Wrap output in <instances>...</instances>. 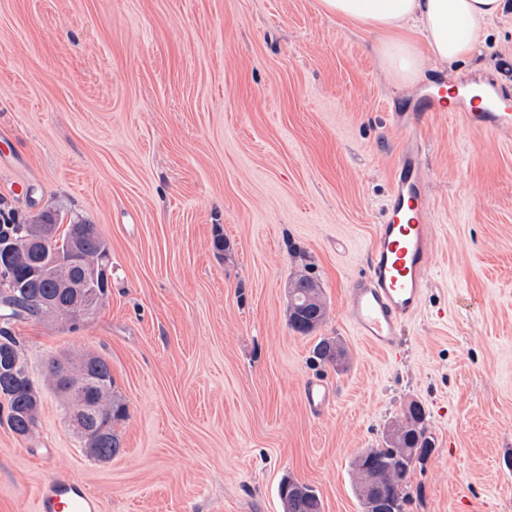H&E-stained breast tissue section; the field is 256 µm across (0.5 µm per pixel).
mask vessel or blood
Listing matches in <instances>:
<instances>
[{
	"mask_svg": "<svg viewBox=\"0 0 512 512\" xmlns=\"http://www.w3.org/2000/svg\"><path fill=\"white\" fill-rule=\"evenodd\" d=\"M470 125L496 132L512 128V113L472 107ZM419 146L404 148L396 161L392 187L375 227L365 272L347 289L346 317L357 336L374 349L398 358L401 328L419 312L426 272L432 260L434 227ZM304 401L324 413L334 401L329 385L305 382ZM37 512H100V499L84 482L65 472L48 475L39 487Z\"/></svg>",
	"mask_w": 512,
	"mask_h": 512,
	"instance_id": "obj_1",
	"label": "vessel or blood"
}]
</instances>
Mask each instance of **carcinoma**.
<instances>
[{
    "mask_svg": "<svg viewBox=\"0 0 512 512\" xmlns=\"http://www.w3.org/2000/svg\"><path fill=\"white\" fill-rule=\"evenodd\" d=\"M58 219L41 211L23 223H11L0 228V245H11L13 249L8 260H0V352H5L10 367L0 360V396L8 404V422L14 433L28 436L36 423L38 397L33 381L27 371L19 349V341L12 332V325L32 318L57 316L47 299L66 301L67 295L60 288V281H79L88 274L98 277L97 303H102L109 288L110 258L106 243L96 225L77 218L66 225L62 232L45 244L42 225L56 224ZM76 246L77 262L57 276L37 274L45 249L65 250ZM295 287L289 292L290 328L301 335L315 332L326 320V307L321 297L318 283L311 277L300 276L294 280ZM344 349L332 337H322L313 348V359L317 363H340ZM75 365L84 372L85 391L94 394L96 407L86 418L93 439L83 440L86 456L109 460L122 451L120 436L113 428L114 422L125 417L127 408L123 399L116 393L112 370L109 363L95 354H82L75 357ZM395 438L384 442L380 448H367L356 457L353 465L366 467V473H357V478L367 477L359 482L360 501H365L367 488L376 484L378 493L389 499L387 505L395 512H406L412 501L411 475L414 466L396 451L400 445L424 449L420 459H425L429 448L433 447L428 435L425 411L417 403L409 405L404 420L394 429ZM279 496L284 512H322L321 499L314 489L305 485L303 492L292 497L288 493V481L279 486Z\"/></svg>",
    "mask_w": 512,
    "mask_h": 512,
    "instance_id": "obj_1",
    "label": "carcinoma"
}]
</instances>
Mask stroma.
Listing matches in <instances>:
<instances>
[{"label": "stroma", "instance_id": "obj_1", "mask_svg": "<svg viewBox=\"0 0 512 512\" xmlns=\"http://www.w3.org/2000/svg\"><path fill=\"white\" fill-rule=\"evenodd\" d=\"M376 44L321 0H0V199L20 221L96 224L112 258L92 315L13 327L41 403L24 438L0 409V512H35L59 469L101 512H283L288 477L323 512H362L350 463L413 401L435 450L409 512H512V131L417 108L443 82L512 98V10L476 58L426 61L409 89ZM397 112L417 125L434 235L395 361L345 307L406 138ZM302 274L327 309L309 337L288 325ZM321 335L345 368L313 362ZM85 352L128 408L108 461L82 452L47 376L50 356ZM310 378L335 392L320 415Z\"/></svg>", "mask_w": 512, "mask_h": 512}]
</instances>
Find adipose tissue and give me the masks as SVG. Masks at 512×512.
<instances>
[{"label": "adipose tissue", "instance_id": "adipose-tissue-1", "mask_svg": "<svg viewBox=\"0 0 512 512\" xmlns=\"http://www.w3.org/2000/svg\"><path fill=\"white\" fill-rule=\"evenodd\" d=\"M322 5L380 34L386 68L395 80L410 85L423 66L415 35L426 39L440 61L474 57L488 22L512 0H322Z\"/></svg>", "mask_w": 512, "mask_h": 512}]
</instances>
